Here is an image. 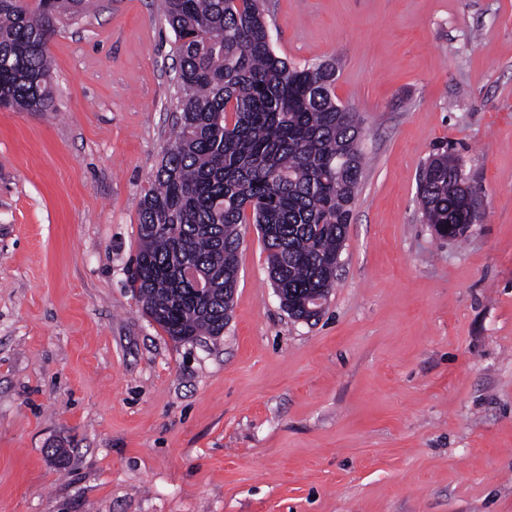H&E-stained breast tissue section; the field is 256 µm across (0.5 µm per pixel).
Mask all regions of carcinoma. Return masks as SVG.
<instances>
[{"label": "carcinoma", "mask_w": 512, "mask_h": 512, "mask_svg": "<svg viewBox=\"0 0 512 512\" xmlns=\"http://www.w3.org/2000/svg\"><path fill=\"white\" fill-rule=\"evenodd\" d=\"M86 0H0V108L52 112L48 44ZM177 67L172 137L139 201L131 280L142 310L175 342L221 336L249 221L291 316L327 297L351 223L365 157L356 114L336 103L332 63L296 66L273 47L264 0H164ZM448 151L422 170L418 194L441 239L475 221ZM193 267L209 288L194 291Z\"/></svg>", "instance_id": "1"}]
</instances>
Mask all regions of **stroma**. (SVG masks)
Masks as SVG:
<instances>
[{
    "instance_id": "stroma-1",
    "label": "stroma",
    "mask_w": 512,
    "mask_h": 512,
    "mask_svg": "<svg viewBox=\"0 0 512 512\" xmlns=\"http://www.w3.org/2000/svg\"><path fill=\"white\" fill-rule=\"evenodd\" d=\"M265 8L278 56L335 62L368 156L320 320L253 224L223 335L143 312L174 35L162 0H89L49 44L54 111L0 110V512H512V0ZM442 146L477 189L458 240L417 196Z\"/></svg>"
}]
</instances>
